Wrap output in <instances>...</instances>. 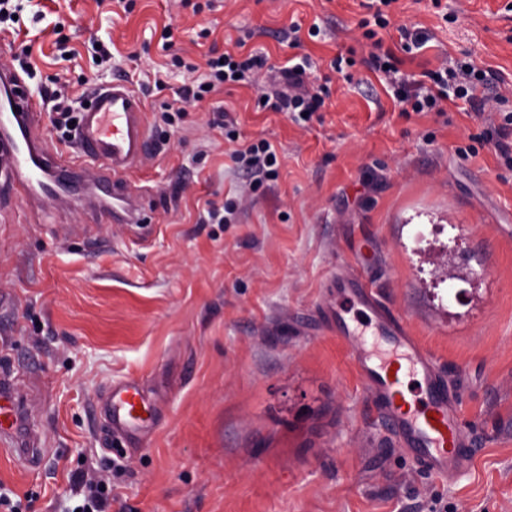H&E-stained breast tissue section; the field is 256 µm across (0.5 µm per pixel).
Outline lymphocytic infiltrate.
<instances>
[{
  "instance_id": "f902f5d3",
  "label": "lymphocytic infiltrate",
  "mask_w": 512,
  "mask_h": 512,
  "mask_svg": "<svg viewBox=\"0 0 512 512\" xmlns=\"http://www.w3.org/2000/svg\"><path fill=\"white\" fill-rule=\"evenodd\" d=\"M390 3L391 0H366L365 7L369 14L359 22L364 29V38L372 40L374 46L367 60L370 69L384 73L394 96L398 100L411 102L414 112L433 111L441 114L445 111V102L450 99L467 102L475 110L477 118L487 125L479 135L480 141L493 143L505 165L512 169V113L504 114L502 124H494V105H491L489 97L476 93L477 88H489L494 78L493 72L479 71L468 63L459 62L450 67L427 71L422 81L405 79L400 71V59L393 51L383 50L381 41L376 38L378 30L387 25L382 9ZM265 64V57L258 54L244 59L236 58L229 52L209 57L205 80L196 86L184 87L179 93L178 103L163 104L162 109L168 113L175 111L177 104L202 101L217 85L246 80L249 74L262 69ZM310 66V60L306 59L283 67L281 75L288 86L287 91L272 96L261 94L256 102L257 108L313 116L323 106L328 89L323 85L308 87L307 71ZM232 159L238 170L245 173L250 189H258L264 181L275 179L278 175L277 155L267 141L241 146L233 151Z\"/></svg>"
}]
</instances>
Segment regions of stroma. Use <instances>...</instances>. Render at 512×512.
Masks as SVG:
<instances>
[{"label":"stroma","instance_id":"35a3bbf8","mask_svg":"<svg viewBox=\"0 0 512 512\" xmlns=\"http://www.w3.org/2000/svg\"><path fill=\"white\" fill-rule=\"evenodd\" d=\"M205 2L135 0L127 13L117 0H18L0 24V58L27 55L32 92L62 75L73 98L85 76L167 84L142 98L164 143L128 176L146 190L142 223L18 193L0 204V366L18 372L42 446L25 465L0 453V492L25 512H72L73 474L95 468L111 480L107 512H512V170L493 145L469 153L482 127L464 101L403 114L365 63L361 0ZM384 14V47L405 26L430 36L403 73L469 62L495 72L512 112V0H393ZM96 41L110 61L94 60ZM212 48L275 67L310 56L330 96L303 125L256 111L264 73L166 121L161 104ZM350 49L353 65L332 70ZM223 104L240 141L278 156L255 192L236 142L210 125ZM235 197L234 223H200L206 202ZM352 269L459 392L476 455L455 482L385 437L349 343L320 314L328 278ZM127 377L158 409L144 447L97 409Z\"/></svg>","mask_w":512,"mask_h":512}]
</instances>
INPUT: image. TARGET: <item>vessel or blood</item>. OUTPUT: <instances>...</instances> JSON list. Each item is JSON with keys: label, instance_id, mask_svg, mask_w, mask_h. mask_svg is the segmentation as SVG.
<instances>
[{"label": "vessel or blood", "instance_id": "1", "mask_svg": "<svg viewBox=\"0 0 512 512\" xmlns=\"http://www.w3.org/2000/svg\"><path fill=\"white\" fill-rule=\"evenodd\" d=\"M39 110L22 77L1 61L0 178L21 188L26 197L59 202L64 199V182L88 179L111 197L114 222L140 223L142 192L126 179L149 147L140 98L123 81L115 80L99 89L82 112L76 145L83 158L97 163L92 176L70 158L49 154L37 119ZM327 285L343 289L370 308L376 334L393 350L389 357L373 355L362 347L358 330L342 319L340 311H327L337 335L352 347L375 420L419 470L438 480H454L473 462L474 448L460 418L457 394L442 367L405 318L360 276H334ZM401 364L418 377L417 389L409 396L402 390L397 370ZM99 410L113 432L138 436L143 443L156 421L154 405L134 378L114 383ZM0 443L10 446L19 461L33 457L38 445L35 432L24 425L18 378L9 368L0 371Z\"/></svg>", "mask_w": 512, "mask_h": 512}]
</instances>
